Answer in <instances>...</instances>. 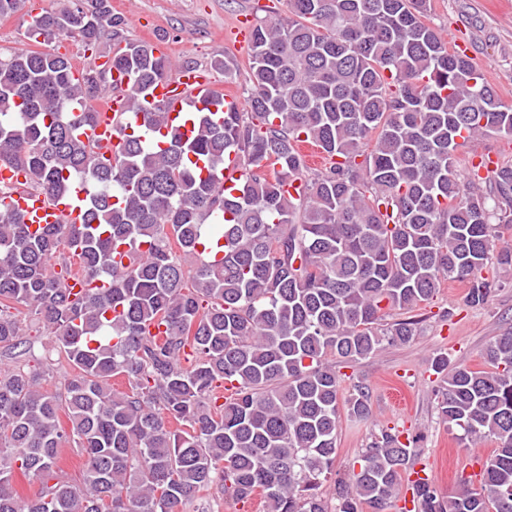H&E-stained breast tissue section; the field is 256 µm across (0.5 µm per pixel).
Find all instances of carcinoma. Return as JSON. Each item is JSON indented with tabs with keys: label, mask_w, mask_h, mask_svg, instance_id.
I'll return each mask as SVG.
<instances>
[{
	"label": "carcinoma",
	"mask_w": 512,
	"mask_h": 512,
	"mask_svg": "<svg viewBox=\"0 0 512 512\" xmlns=\"http://www.w3.org/2000/svg\"><path fill=\"white\" fill-rule=\"evenodd\" d=\"M286 4L288 17L254 28L248 111L203 112L188 140L145 100L170 59L127 40L111 0L33 18L31 42L108 45L128 77L143 124L122 129L106 161L81 139L104 81H73L61 54L0 51V160L48 196L91 188L84 224L32 235L0 187V350L12 363L0 372V512H203L215 486L262 512H384L414 469L416 440L382 427L338 504L324 494L341 414L370 415L364 387L340 397L336 361L411 341L417 322L383 324L384 310L409 313L449 279L482 305L492 289L479 274L512 273V243L491 224L512 228V164L486 193L477 166L464 186L454 140L511 135L512 106L427 23L430 0ZM300 142L330 165L310 171ZM232 153L245 166L237 196L211 177ZM75 271L88 287L68 286ZM30 316L50 335L37 370ZM483 360L450 371L439 359L435 398L460 444L497 448L477 488L446 499L428 478L408 482L418 512H512V333ZM63 364L60 396L46 385ZM69 443L85 458L77 481L59 466ZM16 469L39 482L34 498L14 489Z\"/></svg>",
	"instance_id": "1"
}]
</instances>
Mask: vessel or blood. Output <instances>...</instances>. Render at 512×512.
<instances>
[{
    "label": "vessel or blood",
    "mask_w": 512,
    "mask_h": 512,
    "mask_svg": "<svg viewBox=\"0 0 512 512\" xmlns=\"http://www.w3.org/2000/svg\"><path fill=\"white\" fill-rule=\"evenodd\" d=\"M216 87L206 69L197 66L179 67L172 77L154 84L150 90V100L163 104L168 112L170 123L181 133L191 131L189 114L201 111L204 101L210 100ZM96 122L87 125L81 134L82 140L97 152L111 154L112 146L118 140V131L126 122L131 108L128 103L127 87L123 79L108 82L97 107ZM243 179L240 162L228 157L217 186L224 191H236ZM84 188H76L69 197L46 198L39 193L15 194L17 208L23 213L31 231H38L48 224H82L84 220Z\"/></svg>",
    "instance_id": "obj_1"
}]
</instances>
